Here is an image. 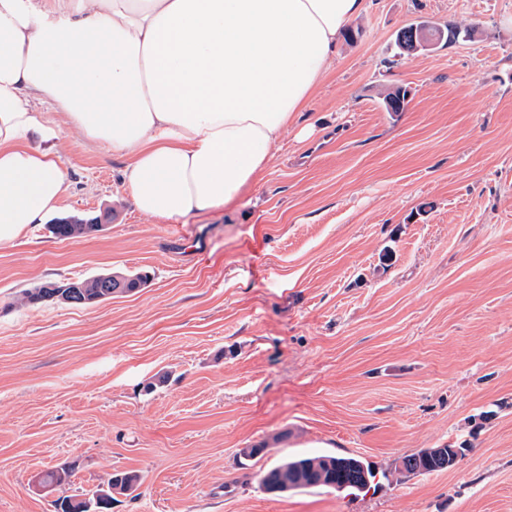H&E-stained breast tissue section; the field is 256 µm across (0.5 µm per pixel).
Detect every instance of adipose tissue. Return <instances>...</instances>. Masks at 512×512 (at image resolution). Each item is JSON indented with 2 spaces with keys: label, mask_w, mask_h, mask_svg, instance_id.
<instances>
[{
  "label": "adipose tissue",
  "mask_w": 512,
  "mask_h": 512,
  "mask_svg": "<svg viewBox=\"0 0 512 512\" xmlns=\"http://www.w3.org/2000/svg\"><path fill=\"white\" fill-rule=\"evenodd\" d=\"M365 0H0V244L60 209L41 105L127 157L138 212L235 201L305 111Z\"/></svg>",
  "instance_id": "ef3b65f1"
}]
</instances>
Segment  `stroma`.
I'll use <instances>...</instances> for the list:
<instances>
[{
  "label": "stroma",
  "instance_id": "stroma-1",
  "mask_svg": "<svg viewBox=\"0 0 512 512\" xmlns=\"http://www.w3.org/2000/svg\"><path fill=\"white\" fill-rule=\"evenodd\" d=\"M419 20L473 35L396 56ZM349 31L261 179L182 220L201 257L134 208L126 158L45 113L60 214L100 229L0 244V512L117 470L142 484L112 512H512V0H366ZM140 271L93 305L24 297ZM445 446L465 450L448 470L398 468ZM299 455L361 458L378 487H261Z\"/></svg>",
  "mask_w": 512,
  "mask_h": 512
}]
</instances>
